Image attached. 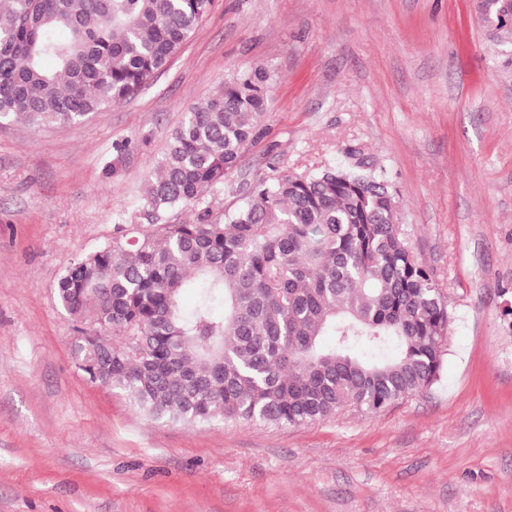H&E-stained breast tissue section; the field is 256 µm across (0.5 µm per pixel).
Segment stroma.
<instances>
[{"instance_id": "stroma-1", "label": "stroma", "mask_w": 512, "mask_h": 512, "mask_svg": "<svg viewBox=\"0 0 512 512\" xmlns=\"http://www.w3.org/2000/svg\"><path fill=\"white\" fill-rule=\"evenodd\" d=\"M245 68L271 76L267 131L213 216L259 176L364 160L448 304L439 381L380 414L172 424L77 367L60 276L144 223L146 170ZM510 306L512 40L478 0H214L128 100L0 124V512H512Z\"/></svg>"}]
</instances>
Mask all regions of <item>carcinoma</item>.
<instances>
[{
  "mask_svg": "<svg viewBox=\"0 0 512 512\" xmlns=\"http://www.w3.org/2000/svg\"><path fill=\"white\" fill-rule=\"evenodd\" d=\"M211 0H0V121L76 125L163 70ZM512 33V0H479ZM270 75L244 69L195 103L148 170L146 224L78 256L58 280L78 368L146 416L297 426L350 406L379 414L428 389L451 317L397 222L382 173L361 163L264 176L211 216L264 132ZM189 210L193 219L171 222ZM197 292L194 308L181 306ZM138 336L143 350L114 345Z\"/></svg>",
  "mask_w": 512,
  "mask_h": 512,
  "instance_id": "obj_1",
  "label": "carcinoma"
}]
</instances>
